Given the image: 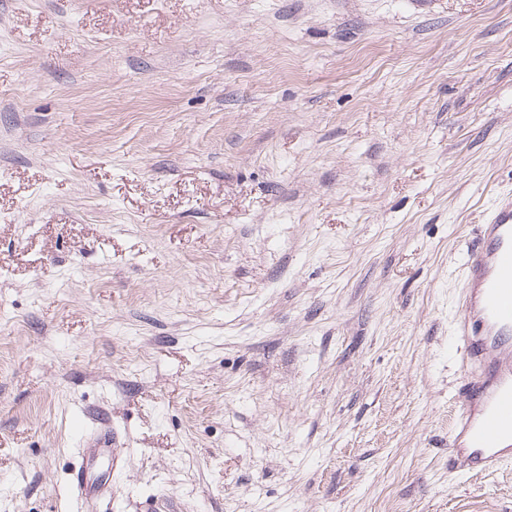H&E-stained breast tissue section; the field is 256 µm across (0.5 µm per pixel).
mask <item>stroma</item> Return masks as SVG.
<instances>
[{
  "mask_svg": "<svg viewBox=\"0 0 512 512\" xmlns=\"http://www.w3.org/2000/svg\"><path fill=\"white\" fill-rule=\"evenodd\" d=\"M434 2L0 0V512H512L448 456L512 0ZM81 467L74 475V484L78 492L84 495H92L96 491L95 483H89L85 477L88 466L99 456L112 455V430L95 429L86 436Z\"/></svg>",
  "mask_w": 512,
  "mask_h": 512,
  "instance_id": "1",
  "label": "stroma"
}]
</instances>
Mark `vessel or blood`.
Returning a JSON list of instances; mask_svg holds the SVG:
<instances>
[{"label":"vessel or blood","mask_w":512,"mask_h":512,"mask_svg":"<svg viewBox=\"0 0 512 512\" xmlns=\"http://www.w3.org/2000/svg\"><path fill=\"white\" fill-rule=\"evenodd\" d=\"M456 336L463 380L448 453L468 472H491L504 460L503 444L512 443V202L489 212L479 243L467 250ZM111 453V430H94L84 441L83 468ZM83 468L74 484L90 495L96 487Z\"/></svg>","instance_id":"obj_1"}]
</instances>
